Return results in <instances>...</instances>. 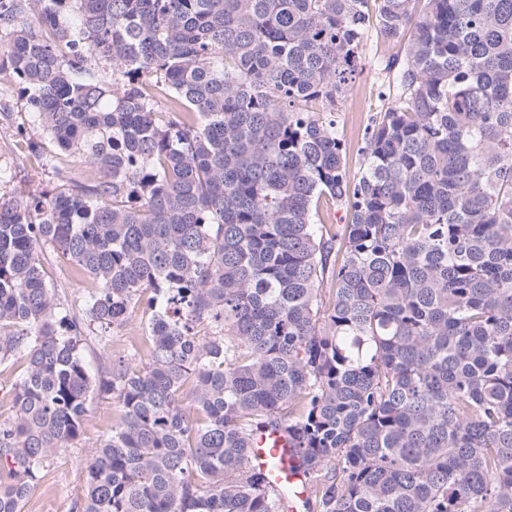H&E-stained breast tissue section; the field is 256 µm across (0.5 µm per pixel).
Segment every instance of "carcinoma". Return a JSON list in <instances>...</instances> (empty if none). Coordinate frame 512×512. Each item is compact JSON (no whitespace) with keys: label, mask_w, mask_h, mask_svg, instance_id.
Instances as JSON below:
<instances>
[{"label":"carcinoma","mask_w":512,"mask_h":512,"mask_svg":"<svg viewBox=\"0 0 512 512\" xmlns=\"http://www.w3.org/2000/svg\"><path fill=\"white\" fill-rule=\"evenodd\" d=\"M372 27L403 54L355 175L336 110ZM0 33L59 152L52 191L0 190V512L95 393L75 512H288L252 466L272 431L303 512H512V0H0ZM42 270L46 282L58 289H65L70 298L82 297L89 287L88 279L73 277L68 266L49 250L43 249ZM144 309V307L136 309L123 327L115 329L113 332L111 330L105 345L98 344L95 341L88 343L83 351V356L92 373L98 369L100 362H103L106 357H112V353L127 352L130 345L139 339L147 318V312H144ZM268 439L270 447L264 448L258 453L255 459L256 464L266 470L270 459H278L276 471L285 474L289 483L295 484L298 490L296 495L300 499L307 497L311 493V488L298 473L291 471L293 448H289L287 439L280 434L271 433L269 436L262 434L260 436V444L265 445Z\"/></svg>","instance_id":"1"}]
</instances>
